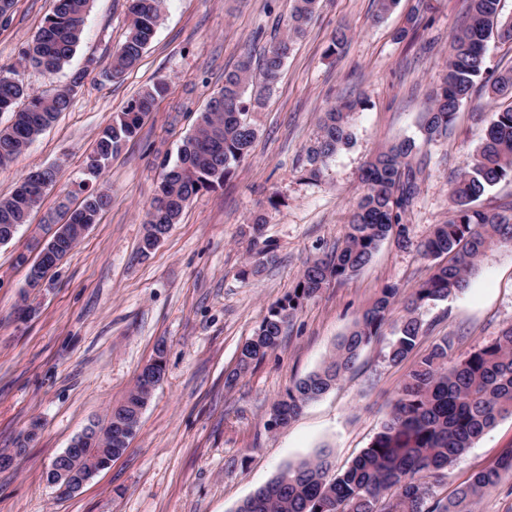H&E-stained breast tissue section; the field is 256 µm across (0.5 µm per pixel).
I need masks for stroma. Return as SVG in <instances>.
<instances>
[{"label": "stroma", "mask_w": 512, "mask_h": 512, "mask_svg": "<svg viewBox=\"0 0 512 512\" xmlns=\"http://www.w3.org/2000/svg\"><path fill=\"white\" fill-rule=\"evenodd\" d=\"M467 4L399 0L381 18L376 0H318L264 107L250 114L257 129L251 156L232 167L221 187L196 196L145 258L138 247L165 166L175 162L225 71L283 35L291 0H166L153 42L113 81L101 69L125 37L127 3L91 0L69 63L52 75L21 71L27 87L50 94L87 59L99 64L70 109L25 154L0 167V196L29 171L60 169L43 206L0 245V455L22 454L17 466L0 469V512H234L287 464L327 448L342 470L369 446L410 368L388 360L387 328L334 390L286 428L267 430V413L293 380L321 364L383 288L398 286L404 298L431 275L434 262L416 244L447 220L449 182L485 139L494 107L482 84L448 136L421 145L413 160L423 170L404 216L413 246L384 242L358 273L304 304L281 346L241 375L238 352L307 263L342 239L370 158L396 139L418 137L420 114L442 82L450 36ZM52 8L53 0H15L9 23L0 27V70L17 67ZM340 26L348 42L328 53ZM159 79L167 94L92 182L108 193L109 206L53 270L36 315L19 319L26 270L17 256L29 253L42 224L62 221L61 199L78 205L71 192L84 178L98 132ZM357 96L367 105L350 117L352 145L327 161L319 180L309 179L302 158L323 112ZM273 196L279 206L270 205ZM267 240L274 250L265 255ZM419 318L427 328L421 352L448 334L459 336L464 353L496 337L512 325V249L488 252L464 294L421 308ZM161 343L165 377L129 449L75 495L56 497L43 479L46 466L124 400ZM34 423L38 439L20 447ZM508 448L512 416L433 478L437 493L452 497Z\"/></svg>", "instance_id": "stroma-1"}]
</instances>
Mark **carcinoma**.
Returning a JSON list of instances; mask_svg holds the SVG:
<instances>
[{"label": "carcinoma", "instance_id": "cac0c4a2", "mask_svg": "<svg viewBox=\"0 0 512 512\" xmlns=\"http://www.w3.org/2000/svg\"><path fill=\"white\" fill-rule=\"evenodd\" d=\"M49 14L27 47L20 66L45 73L63 67L75 52L84 31L90 0H53ZM164 0H127L128 27L104 70L116 79L133 67L152 43ZM317 0H292L286 34L263 51L262 90L247 95L252 79L251 57L224 73V86L198 113L195 128L178 149L177 161L163 174L147 212L149 224H176L189 202L224 183L231 167L250 156L257 138L248 112L264 105V94L278 82L294 44L311 24ZM502 0H469L467 20L450 39L443 82L433 90L421 113L419 134L431 143L448 136L456 112L467 100L475 79L484 73L486 42L496 34L512 43V17H503ZM86 72L73 74L69 84L52 94L27 88L14 69L0 71V112L12 113L11 124L0 130V165L23 154L72 104L74 88ZM491 99L512 98V69L485 80ZM157 80L130 99L98 134L86 155L88 176L98 177L121 146L134 138L157 100L167 93ZM366 106L358 97L333 105L321 118L319 134L305 149V167L320 175L327 160L352 144L350 114ZM417 149L411 138L396 140L378 151L362 170L363 192L353 206L340 242L309 262L288 294L272 305L254 335L240 348L235 375L275 351L290 319L322 288L344 280L367 265L383 241L394 238L400 248L412 244L403 214L418 191L422 170L413 166ZM59 178L47 167L25 175L0 198V233L11 224L28 223ZM512 179V106L491 113L487 136L471 163L451 183L448 220L433 225L417 244L425 257L448 261L433 266L432 274L407 299L405 314L393 318L399 290L384 288L358 320L339 337L330 355L313 371L296 379L276 399L269 413L286 427L310 402L334 389L352 369L361 351L387 325L393 330L389 360L399 363L415 350L424 333L417 311L463 293L480 259L487 252L512 246V202L496 211L476 202L498 182ZM110 198L87 194L69 220L96 224ZM459 340L440 337L409 369L392 405L390 416L372 442L344 471L333 469L330 451L288 464L267 484L241 501L235 512H476L502 474L512 473V449L497 462L474 473L452 500L437 497L428 478L447 469L502 417L512 415V325L491 342L464 355ZM151 395L135 384L118 408L129 429L117 435L111 418L100 425V445L122 455L138 429L135 415Z\"/></svg>", "mask_w": 512, "mask_h": 512}]
</instances>
